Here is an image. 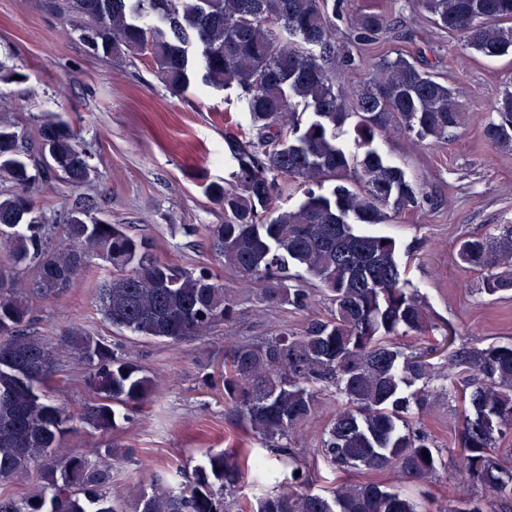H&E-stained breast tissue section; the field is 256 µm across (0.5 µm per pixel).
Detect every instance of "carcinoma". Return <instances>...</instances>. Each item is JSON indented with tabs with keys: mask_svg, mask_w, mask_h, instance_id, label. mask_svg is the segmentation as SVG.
<instances>
[{
	"mask_svg": "<svg viewBox=\"0 0 512 512\" xmlns=\"http://www.w3.org/2000/svg\"><path fill=\"white\" fill-rule=\"evenodd\" d=\"M326 0H44L68 17L93 55L105 59L147 53L165 86L183 95L197 84L234 87L248 113L246 137L225 140L235 167L232 183L209 193L224 208V223L207 227V243L224 267L262 285L265 308H309L315 280L329 297L325 319L294 332L286 327L260 340L235 343L224 362V402L237 419L281 457L282 467L223 450L204 453L191 479L159 470L139 484L134 512H231L243 476L259 490L238 512H421L414 498L376 483L343 477L325 493L291 448L297 430L317 412L330 386L345 397L329 422L318 452L340 472L395 469L414 481L448 467L424 431L405 414L430 402L434 366L422 352H405L395 339L427 328V309L408 288L395 240L368 227L388 219L386 208L418 206L420 192L404 171L372 147L396 128L439 141L462 124L463 107L448 85L416 60L399 55L373 65V74L346 91L336 85L339 24L348 0L332 11ZM462 45L485 57L512 52V0H420ZM393 24L385 13L357 12L351 41L364 46ZM311 111L302 121L300 112ZM486 141L512 147V92L494 106ZM365 148L362 157L337 142L346 124ZM43 165L34 172L18 123L0 114V177L15 190L0 194V482L28 468L43 471L40 487L16 498L0 492V512H127L112 498V449L93 458L53 456L78 420L110 432L118 420L140 417L155 381L127 347L73 327L62 343L84 370L93 403L74 413L46 391L54 360L51 341L30 327L32 297L18 286L31 270L35 294L48 298L67 288L93 259L110 271L96 292V311L120 333L175 343L237 318L236 298L217 275L162 263L151 243L124 224L102 219L79 196L49 218L30 194L39 177L70 187L94 173L64 122L41 127ZM308 187L294 209L275 206L280 182ZM331 184L318 194L311 186ZM460 261L484 271L482 291H512V226L464 240ZM302 269L292 278L290 267ZM456 361L479 378L461 414L464 472L486 496L452 501L448 512H498L512 501V470L495 450L512 430V343L466 349ZM423 386L412 389L415 382ZM429 458H424L423 451ZM300 475H295V472Z\"/></svg>",
	"mask_w": 512,
	"mask_h": 512,
	"instance_id": "carcinoma-1",
	"label": "carcinoma"
}]
</instances>
